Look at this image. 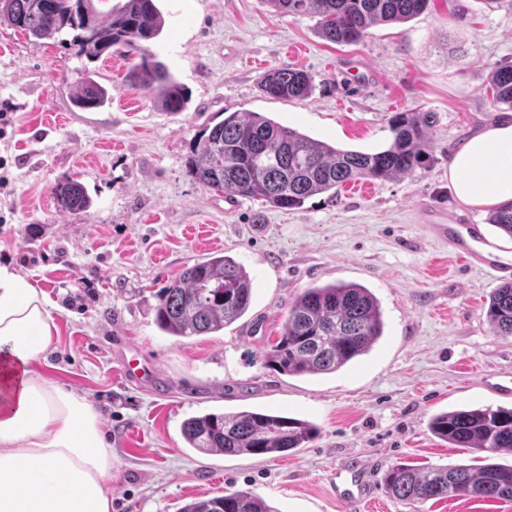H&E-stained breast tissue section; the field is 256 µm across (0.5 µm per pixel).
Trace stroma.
<instances>
[{
  "label": "stroma",
  "instance_id": "obj_1",
  "mask_svg": "<svg viewBox=\"0 0 512 512\" xmlns=\"http://www.w3.org/2000/svg\"><path fill=\"white\" fill-rule=\"evenodd\" d=\"M153 50L190 91L185 111H161L125 82L130 62L88 61L77 47L0 25V255L59 307L46 378L84 396L112 446V512H178L200 497L248 491L278 512H512V501L446 498L409 505L384 472L483 465L434 436L443 411L512 407L493 384L512 376V337L486 319L495 276L457 263L424 228L422 210L477 225L504 254L512 239L448 185L456 143L502 118L486 93L496 62L512 61V0H431L421 15L376 25L359 43L323 40L310 15L276 16L264 0H158ZM313 79L304 99L266 96L267 70ZM112 97L73 103L85 70ZM230 112H258L341 149L375 152L400 112H431L430 167L366 194L350 186L282 210L226 200L186 167L194 138ZM76 181L89 210L62 209L52 189ZM221 252L252 278L249 311L223 331L174 337L154 321L156 294L182 269ZM356 282L378 298L382 336L339 371L287 376L264 366L291 302L305 289ZM154 365L126 382V346ZM251 409L312 422L319 433L283 457L224 456L186 446L182 422ZM357 466L368 496L338 497L335 472Z\"/></svg>",
  "mask_w": 512,
  "mask_h": 512
}]
</instances>
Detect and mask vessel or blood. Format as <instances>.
Masks as SVG:
<instances>
[{
  "instance_id": "b4317fda",
  "label": "vessel or blood",
  "mask_w": 512,
  "mask_h": 512,
  "mask_svg": "<svg viewBox=\"0 0 512 512\" xmlns=\"http://www.w3.org/2000/svg\"><path fill=\"white\" fill-rule=\"evenodd\" d=\"M424 217L432 234L448 241L459 262L490 270L501 280L512 279V259L504 258L475 225L454 223L446 210L432 207L425 208Z\"/></svg>"
}]
</instances>
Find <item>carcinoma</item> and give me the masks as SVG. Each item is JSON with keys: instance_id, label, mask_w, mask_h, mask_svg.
Returning <instances> with one entry per match:
<instances>
[{"instance_id": "cac0c4a2", "label": "carcinoma", "mask_w": 512, "mask_h": 512, "mask_svg": "<svg viewBox=\"0 0 512 512\" xmlns=\"http://www.w3.org/2000/svg\"><path fill=\"white\" fill-rule=\"evenodd\" d=\"M94 0H0V25L37 40L71 36L80 54L94 61L114 50L136 53L129 68L130 87L153 96L167 112H183L189 96L184 85L157 60L150 43L164 19L155 0H124L98 17ZM279 15L312 14L321 36L349 45L365 38L372 26L408 21L431 0H263ZM261 90L271 98L302 99L312 91L304 70L272 68ZM487 92L493 104L512 109V62L492 66ZM108 90L84 74L74 102L95 109ZM432 112H400L391 121L393 139L376 152L343 150L314 139L257 112H232L202 130L194 140L188 168L203 187L225 197L259 201L283 210L300 208L317 194L351 180L386 181L424 169L430 161L428 131ZM61 207L84 211L91 199L73 182L52 189ZM489 223L512 237V202L490 210ZM155 324L178 337L216 333L250 308L252 280L234 258L215 254L186 267L156 294ZM486 316L495 333L512 336V281L490 294ZM377 297L355 282H335L306 289L288 308L281 335L263 356L264 365L283 375L334 373L368 353L383 335ZM433 434L456 448L497 453L512 450V408L458 409L432 417ZM318 434L311 422L272 413L240 410L192 416L182 424L188 447L224 456H277L302 448ZM384 485L393 497L411 504L431 499L467 497L512 500V466L486 463L422 467L397 465ZM180 512H276L250 492L199 498Z\"/></svg>"}]
</instances>
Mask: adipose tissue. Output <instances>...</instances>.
<instances>
[{"label": "adipose tissue", "mask_w": 512, "mask_h": 512, "mask_svg": "<svg viewBox=\"0 0 512 512\" xmlns=\"http://www.w3.org/2000/svg\"><path fill=\"white\" fill-rule=\"evenodd\" d=\"M461 203L512 200V118L467 137L448 164ZM45 291L0 265V512H111L112 449L82 396L42 373L58 334Z\"/></svg>", "instance_id": "obj_1"}]
</instances>
